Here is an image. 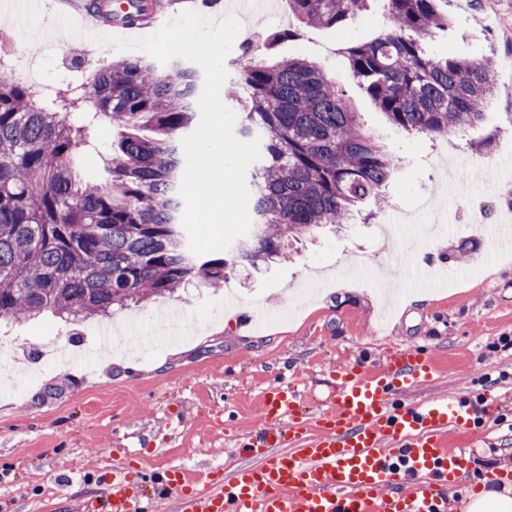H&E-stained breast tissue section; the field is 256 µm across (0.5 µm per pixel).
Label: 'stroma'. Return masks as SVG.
I'll use <instances>...</instances> for the list:
<instances>
[{"instance_id": "1", "label": "stroma", "mask_w": 512, "mask_h": 512, "mask_svg": "<svg viewBox=\"0 0 512 512\" xmlns=\"http://www.w3.org/2000/svg\"><path fill=\"white\" fill-rule=\"evenodd\" d=\"M221 11L242 23L229 80L248 44L265 61L322 65L400 159L387 202H366L351 223L316 231L268 268H238L220 288H184L77 325L49 312L1 324L0 340L30 374L9 378L0 367V512H68L100 495L119 464L147 496L152 477L172 466L207 486L240 465L232 438L262 427L267 388L294 383L312 416L338 373L380 366L399 348L441 370L402 403L447 396L490 409L478 432L448 435L470 451L468 487L449 491L453 506L484 486L512 497V482L487 477L512 464V248L490 247L485 232L512 216V196L495 178L512 167V0H448V33L431 50L490 58L497 69L482 121L443 139L393 128L352 76L343 50L384 32L382 0L335 29L300 25L288 0H268L260 15L243 0H225ZM69 21L57 0L34 10L0 0V34L19 70L38 67L36 96L87 83L91 60L125 56L110 43L51 39ZM287 27L296 39L264 49L267 33ZM129 325L135 344L97 356L100 329Z\"/></svg>"}]
</instances>
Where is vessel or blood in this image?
<instances>
[{
	"label": "vessel or blood",
	"mask_w": 512,
	"mask_h": 512,
	"mask_svg": "<svg viewBox=\"0 0 512 512\" xmlns=\"http://www.w3.org/2000/svg\"><path fill=\"white\" fill-rule=\"evenodd\" d=\"M437 376L429 358L397 351L381 369L341 374L333 403L310 425L296 419L294 390L271 389L263 397L265 428L238 443L252 464L195 492L171 469L159 492L175 497L177 512H448L446 492L464 484L466 456L449 449L446 437L469 428L474 412L448 398L396 402ZM89 508L144 512L117 473L106 498Z\"/></svg>",
	"instance_id": "vessel-or-blood-1"
}]
</instances>
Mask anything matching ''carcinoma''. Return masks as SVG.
I'll use <instances>...</instances> for the list:
<instances>
[{"label": "carcinoma", "mask_w": 512, "mask_h": 512, "mask_svg": "<svg viewBox=\"0 0 512 512\" xmlns=\"http://www.w3.org/2000/svg\"><path fill=\"white\" fill-rule=\"evenodd\" d=\"M365 0H288L303 24L336 28ZM389 31L343 49L388 120L430 137L481 121L494 93L485 61L427 53L448 31V0H386ZM194 68L151 57L115 60L88 86L35 99L0 74V321L51 312L67 322L151 301L185 286L215 288L240 266L280 254L285 239L345 224L380 199L399 167L358 120L324 68L283 57L243 67L230 100L240 136L262 137L252 172V233L233 250L195 255L182 225L181 140L199 108ZM118 138L107 178L83 176L78 150L102 118Z\"/></svg>", "instance_id": "obj_1"}]
</instances>
